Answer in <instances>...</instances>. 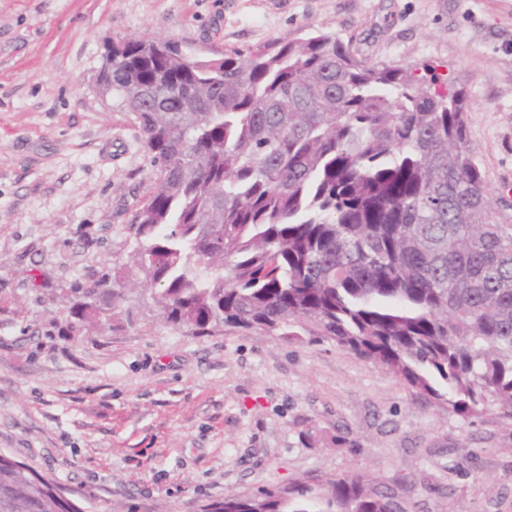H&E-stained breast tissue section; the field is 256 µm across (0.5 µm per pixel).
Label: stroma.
<instances>
[{"label": "stroma", "instance_id": "35a3bbf8", "mask_svg": "<svg viewBox=\"0 0 512 512\" xmlns=\"http://www.w3.org/2000/svg\"><path fill=\"white\" fill-rule=\"evenodd\" d=\"M312 29L462 90L491 216L512 226V0H0V453L83 512H201L352 471L403 512H512V420L462 419L336 344L201 336L137 294L122 323L62 332L65 289L127 261L155 187L133 113L96 83L106 45L208 57Z\"/></svg>", "mask_w": 512, "mask_h": 512}]
</instances>
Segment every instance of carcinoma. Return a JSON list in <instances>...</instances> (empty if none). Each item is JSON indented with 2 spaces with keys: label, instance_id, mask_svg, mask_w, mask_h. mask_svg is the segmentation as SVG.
Instances as JSON below:
<instances>
[{
  "label": "carcinoma",
  "instance_id": "carcinoma-1",
  "mask_svg": "<svg viewBox=\"0 0 512 512\" xmlns=\"http://www.w3.org/2000/svg\"><path fill=\"white\" fill-rule=\"evenodd\" d=\"M97 83L135 116L155 190L127 226L131 261L69 289L67 328L129 312L331 341L431 404L512 420V228L490 216L465 94L370 65L339 36L205 59L166 39L112 42ZM261 512H393L367 476L261 491ZM0 512H74L0 455ZM204 512H253L226 497Z\"/></svg>",
  "mask_w": 512,
  "mask_h": 512
}]
</instances>
